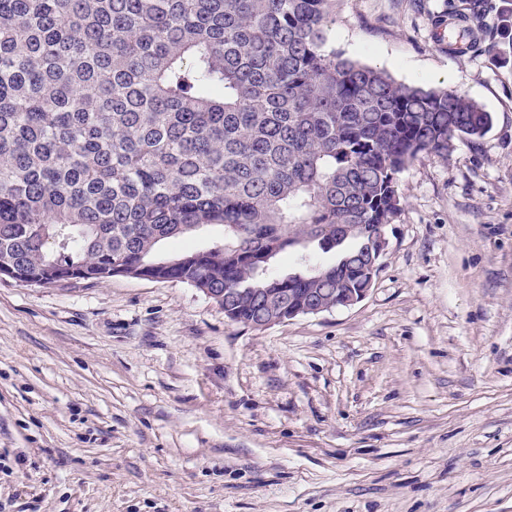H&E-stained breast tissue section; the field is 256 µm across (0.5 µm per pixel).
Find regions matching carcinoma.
<instances>
[{
	"mask_svg": "<svg viewBox=\"0 0 512 512\" xmlns=\"http://www.w3.org/2000/svg\"><path fill=\"white\" fill-rule=\"evenodd\" d=\"M328 0H0V273L330 301L367 278L397 176L491 116L327 54ZM490 0L464 11L486 47ZM219 226L211 244L170 240ZM336 251L333 264L315 251ZM291 251L301 266L275 270ZM229 319L260 326L250 296Z\"/></svg>",
	"mask_w": 512,
	"mask_h": 512,
	"instance_id": "obj_1",
	"label": "carcinoma"
}]
</instances>
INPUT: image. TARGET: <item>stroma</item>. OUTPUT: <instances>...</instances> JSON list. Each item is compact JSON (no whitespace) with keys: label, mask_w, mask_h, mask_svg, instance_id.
Returning <instances> with one entry per match:
<instances>
[{"label":"stroma","mask_w":512,"mask_h":512,"mask_svg":"<svg viewBox=\"0 0 512 512\" xmlns=\"http://www.w3.org/2000/svg\"><path fill=\"white\" fill-rule=\"evenodd\" d=\"M331 0L325 52L493 122L399 174L354 306L266 328L185 283L0 280V512H512V0ZM490 1L491 0H461L462 4L457 5L455 0H448L445 10L438 12L437 15H435V13L432 14V24L437 30L444 25L445 21H447L449 11V13L464 11L467 16L468 23L470 25V31L473 36L469 52H475L485 48L486 42L489 39V34L486 30L484 19L492 7ZM474 33L476 34L477 38L474 37Z\"/></svg>","instance_id":"stroma-1"}]
</instances>
